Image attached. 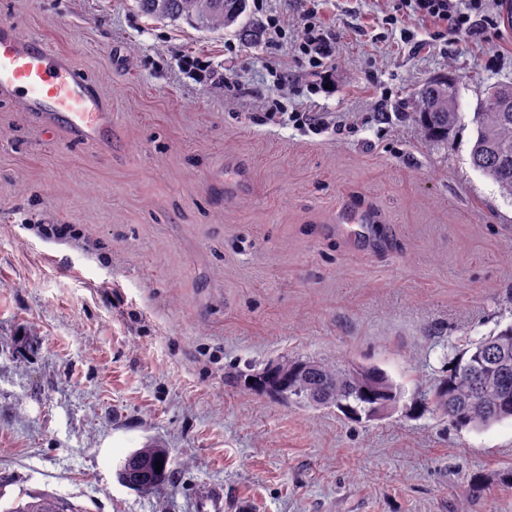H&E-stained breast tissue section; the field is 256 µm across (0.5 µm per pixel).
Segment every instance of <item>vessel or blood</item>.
Listing matches in <instances>:
<instances>
[{"label": "vessel or blood", "instance_id": "b4317fda", "mask_svg": "<svg viewBox=\"0 0 512 512\" xmlns=\"http://www.w3.org/2000/svg\"><path fill=\"white\" fill-rule=\"evenodd\" d=\"M0 97L15 98L24 111L66 128L78 142L111 148L112 104L93 89L66 54L0 23Z\"/></svg>", "mask_w": 512, "mask_h": 512}]
</instances>
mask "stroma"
Segmentation results:
<instances>
[{"mask_svg":"<svg viewBox=\"0 0 512 512\" xmlns=\"http://www.w3.org/2000/svg\"><path fill=\"white\" fill-rule=\"evenodd\" d=\"M309 9L333 35L320 92ZM482 10L472 35L400 0H245L225 28L0 0L112 102L105 152L0 98L1 507L201 512L218 490L223 512H512V420L460 431L416 406L512 324V198L470 162L512 27L501 0ZM444 76L460 116L434 141L414 97ZM274 99L327 130L264 120ZM284 357L378 365L401 400L356 421L243 385ZM147 442L170 459L143 494L118 470ZM311 13H308L299 35L298 49L308 57V63L314 68H323V57L327 48L330 34L321 25L311 22ZM28 501H17L6 512H82L69 499L50 492L28 495Z\"/></svg>","mask_w":512,"mask_h":512,"instance_id":"obj_1","label":"stroma"}]
</instances>
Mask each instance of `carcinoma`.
<instances>
[{
  "mask_svg": "<svg viewBox=\"0 0 512 512\" xmlns=\"http://www.w3.org/2000/svg\"><path fill=\"white\" fill-rule=\"evenodd\" d=\"M140 10L158 19L194 18L220 28L242 13L241 0H138ZM452 79L440 78L415 93V114L428 138L442 139L459 119V99ZM507 104H483L474 113L472 166L512 198V85L496 86ZM262 389L294 399L308 407H333L353 416H376L392 405L399 388L380 368L343 361L284 358L255 379ZM420 405L444 417L459 429H482L512 418V325L473 343L453 363L433 393H420ZM163 463L156 472L155 462ZM169 449L148 442L125 460L120 477L130 482L144 473L148 482L167 477ZM6 512H82L69 499L38 492L15 502Z\"/></svg>",
  "mask_w": 512,
  "mask_h": 512,
  "instance_id": "carcinoma-1",
  "label": "carcinoma"
}]
</instances>
